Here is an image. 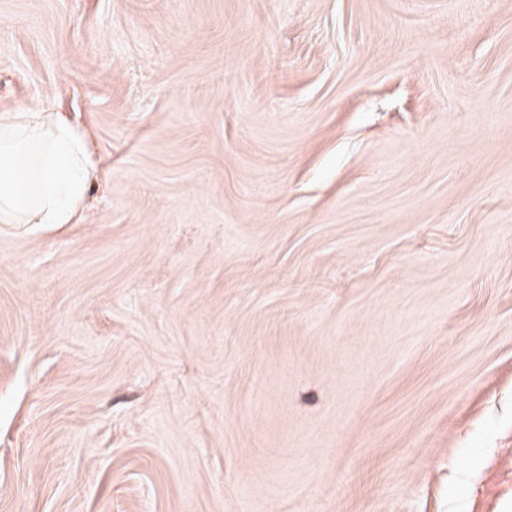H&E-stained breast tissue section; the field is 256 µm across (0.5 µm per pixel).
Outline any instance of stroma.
Here are the masks:
<instances>
[{
	"label": "stroma",
	"instance_id": "1",
	"mask_svg": "<svg viewBox=\"0 0 512 512\" xmlns=\"http://www.w3.org/2000/svg\"><path fill=\"white\" fill-rule=\"evenodd\" d=\"M20 103L0 512H512V0H0ZM95 174L83 138L67 120L26 104L0 113L1 224H75Z\"/></svg>",
	"mask_w": 512,
	"mask_h": 512
}]
</instances>
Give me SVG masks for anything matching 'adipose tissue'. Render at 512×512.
<instances>
[{"label": "adipose tissue", "mask_w": 512, "mask_h": 512, "mask_svg": "<svg viewBox=\"0 0 512 512\" xmlns=\"http://www.w3.org/2000/svg\"><path fill=\"white\" fill-rule=\"evenodd\" d=\"M96 174L59 115L25 104L0 113V223L71 224Z\"/></svg>", "instance_id": "obj_1"}]
</instances>
